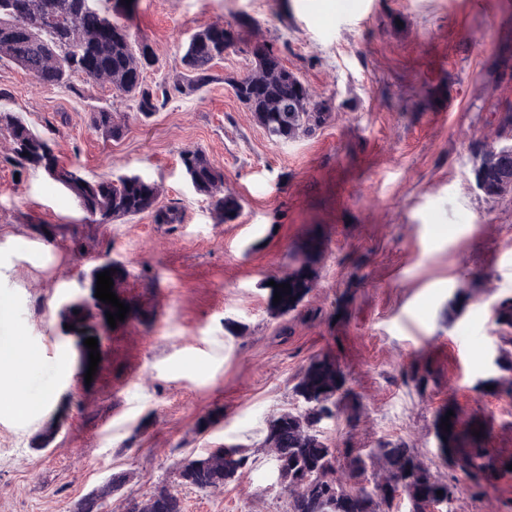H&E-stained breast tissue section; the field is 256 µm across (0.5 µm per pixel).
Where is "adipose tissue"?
<instances>
[{"instance_id": "adipose-tissue-1", "label": "adipose tissue", "mask_w": 512, "mask_h": 512, "mask_svg": "<svg viewBox=\"0 0 512 512\" xmlns=\"http://www.w3.org/2000/svg\"><path fill=\"white\" fill-rule=\"evenodd\" d=\"M39 362L36 350L30 347L20 331H13L7 340L0 341V384L10 390L0 407L23 416L39 408L47 401V393L28 394L23 389L24 375Z\"/></svg>"}]
</instances>
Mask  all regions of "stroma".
I'll return each mask as SVG.
<instances>
[{"label":"stroma","instance_id":"obj_1","mask_svg":"<svg viewBox=\"0 0 512 512\" xmlns=\"http://www.w3.org/2000/svg\"><path fill=\"white\" fill-rule=\"evenodd\" d=\"M252 19L244 39L273 45L283 64L331 108L327 123L272 140L230 84L250 73L249 52L228 51L202 91L179 95L125 136L103 137L90 114L132 103L109 85L74 78L50 89L0 59V109L47 138L60 161L89 175L137 174L157 182L179 224L142 214L99 225L83 251L45 245L35 224L83 219L68 191L42 173L0 162V295L11 325L40 353L25 389L52 387L42 407L0 412V512H70L112 473L129 481L110 503L175 485L178 462L223 444L248 448L243 473L224 489H180L185 512H287L269 420L294 409L293 387L310 359L333 356L360 404L355 427L324 423L330 446L403 441L447 478L434 420L454 404L487 423L484 446L512 456V398L487 389L503 342L494 306L512 295V196L474 184V143L502 147L512 113V0H138L128 26L156 54L149 84L183 72L185 41L213 24ZM203 149L235 195L239 216L219 224L186 180L179 156ZM320 234L312 292L283 316L268 309V277ZM113 259L130 273L129 296L152 326L113 328L108 364L93 385L59 318L86 294L91 268ZM483 279L472 280L474 271ZM429 366L425 393L401 373ZM69 409L48 448L33 438L61 404ZM223 410L206 432L198 420ZM454 512H512V474L481 498L458 488Z\"/></svg>","mask_w":512,"mask_h":512}]
</instances>
